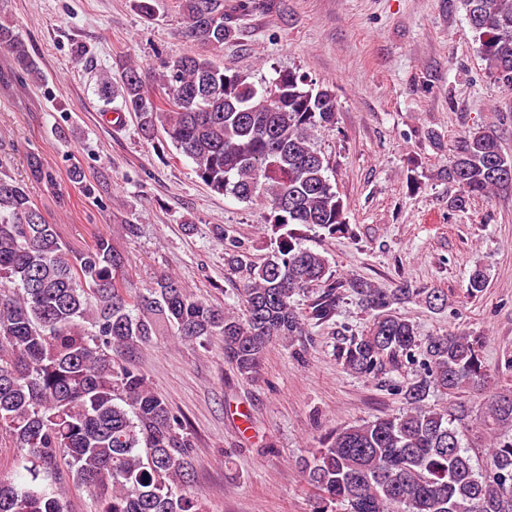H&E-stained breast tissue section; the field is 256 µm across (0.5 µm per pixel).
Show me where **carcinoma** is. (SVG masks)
<instances>
[{
  "mask_svg": "<svg viewBox=\"0 0 512 512\" xmlns=\"http://www.w3.org/2000/svg\"><path fill=\"white\" fill-rule=\"evenodd\" d=\"M489 74L512 88V0H463ZM185 36L221 50L238 31L224 0H179ZM0 49L39 83L41 68L16 29L0 24ZM159 92L124 62L118 81L100 77L105 102L120 100L147 139L163 133L214 193L269 211L275 247L256 262L225 243L227 263L245 271L243 310L192 297L171 275L143 292L125 287L123 259L104 236L72 255L22 183L0 176V436L18 454L20 482L0 479V512H64L66 479L86 488L94 512H204L192 491L193 443L184 416L119 357L170 335L189 344L218 336L224 359L245 377L268 345L292 348L309 328L331 321L351 296L368 312V330L342 339L336 359L375 378L404 362L423 373L395 385L401 411L333 430L304 460L320 492L317 512H512V390L493 387L482 337L448 331L422 337L396 305L419 298L440 310L447 296L407 286L380 288L333 278L329 259L306 247L296 227L347 230L346 206L328 176L312 130L331 127L336 98L294 72L255 83L215 57L190 52L164 63ZM458 193L448 208L512 187V156L490 131L474 130L443 170ZM309 295L306 311L295 299ZM492 390L479 425L490 470L465 443L466 409H436L435 391Z\"/></svg>",
  "mask_w": 512,
  "mask_h": 512,
  "instance_id": "obj_1",
  "label": "carcinoma"
}]
</instances>
